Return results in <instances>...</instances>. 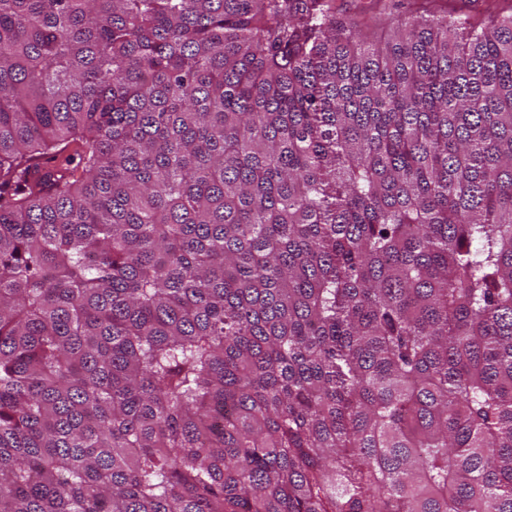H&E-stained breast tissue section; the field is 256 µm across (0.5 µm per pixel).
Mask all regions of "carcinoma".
Masks as SVG:
<instances>
[{
	"label": "carcinoma",
	"instance_id": "cac0c4a2",
	"mask_svg": "<svg viewBox=\"0 0 512 512\" xmlns=\"http://www.w3.org/2000/svg\"><path fill=\"white\" fill-rule=\"evenodd\" d=\"M0 0V512H512V14ZM393 4L392 13L393 15H384L376 26L370 29L372 39L383 42L389 33L392 17L404 18L410 17L415 11L416 5L414 0H392Z\"/></svg>",
	"mask_w": 512,
	"mask_h": 512
}]
</instances>
